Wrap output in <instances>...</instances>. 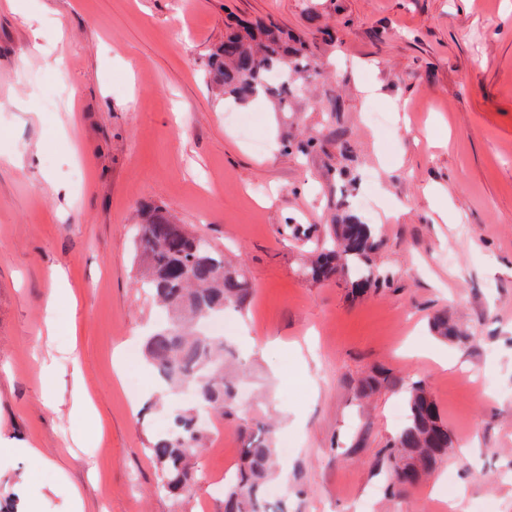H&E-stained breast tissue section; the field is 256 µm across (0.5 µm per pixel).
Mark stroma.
Listing matches in <instances>:
<instances>
[{
	"label": "stroma",
	"instance_id": "stroma-1",
	"mask_svg": "<svg viewBox=\"0 0 512 512\" xmlns=\"http://www.w3.org/2000/svg\"><path fill=\"white\" fill-rule=\"evenodd\" d=\"M233 18L278 21L323 72L250 105L248 141L209 75ZM152 204L250 288L224 337L240 379L179 500L149 446L196 397L145 361L168 321L137 278ZM352 216L375 230L381 287L305 279L307 240ZM60 271L80 366L52 413L40 363L70 369L66 330L45 326ZM443 312L459 340L431 332ZM418 382L455 455L401 488L387 450ZM79 394L102 439L75 441ZM260 430L288 449V512H512V0H0V512H67L74 487L88 512H222Z\"/></svg>",
	"mask_w": 512,
	"mask_h": 512
}]
</instances>
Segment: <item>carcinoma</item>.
<instances>
[{"instance_id": "1", "label": "carcinoma", "mask_w": 512, "mask_h": 512, "mask_svg": "<svg viewBox=\"0 0 512 512\" xmlns=\"http://www.w3.org/2000/svg\"><path fill=\"white\" fill-rule=\"evenodd\" d=\"M212 66L224 93L235 102L259 92L286 94L291 91L286 83L288 72L306 79L314 71L288 43V33L272 20L229 31ZM135 235L147 285L173 313L167 327L147 338L145 358L165 385H194L198 400L222 414L230 393L224 373L226 347L222 340L194 333L192 323L222 314L231 305H243L249 288L242 277L224 269V252L205 236L175 223L163 206L149 212ZM376 246L370 225L356 219L339 224L314 244L317 256L305 268V275L328 278L351 271L357 275L358 287L370 288L377 277L366 272L362 263ZM431 329L441 339L457 338L445 313L433 318ZM407 407V420L392 452L395 483L405 488L434 473L453 447L448 426L425 386L411 387ZM203 438L204 431L193 415L174 416L170 432L150 446L161 471L159 491L176 499L190 491L194 481L190 460ZM274 465V450L258 436L250 438L234 481L224 488V512H285V504L269 500L264 491Z\"/></svg>"}]
</instances>
